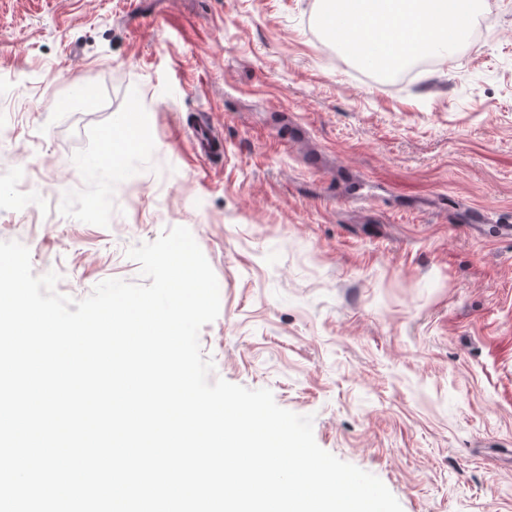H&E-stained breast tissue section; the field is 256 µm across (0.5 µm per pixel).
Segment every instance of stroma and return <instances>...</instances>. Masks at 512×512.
Returning a JSON list of instances; mask_svg holds the SVG:
<instances>
[{"instance_id":"stroma-1","label":"stroma","mask_w":512,"mask_h":512,"mask_svg":"<svg viewBox=\"0 0 512 512\" xmlns=\"http://www.w3.org/2000/svg\"><path fill=\"white\" fill-rule=\"evenodd\" d=\"M322 7L0 0V241L82 299L187 227L219 284L214 377L313 415L403 512H512V0H482L454 62L392 79ZM130 118L116 180L102 134ZM191 144L195 152L202 158H210L217 153L222 145L213 127L205 121L193 130Z\"/></svg>"}]
</instances>
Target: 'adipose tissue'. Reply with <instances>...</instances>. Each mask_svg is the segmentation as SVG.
<instances>
[{
  "mask_svg": "<svg viewBox=\"0 0 512 512\" xmlns=\"http://www.w3.org/2000/svg\"><path fill=\"white\" fill-rule=\"evenodd\" d=\"M327 32L348 52L395 61L453 47L474 0H326Z\"/></svg>",
  "mask_w": 512,
  "mask_h": 512,
  "instance_id": "obj_1",
  "label": "adipose tissue"
}]
</instances>
